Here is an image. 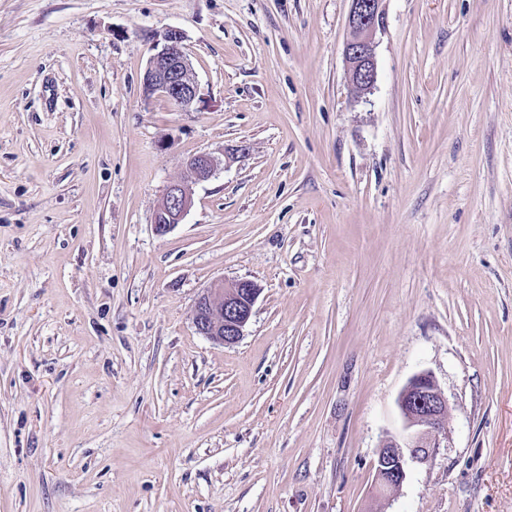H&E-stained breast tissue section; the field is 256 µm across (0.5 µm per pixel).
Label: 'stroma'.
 <instances>
[{"label": "stroma", "instance_id": "1", "mask_svg": "<svg viewBox=\"0 0 512 512\" xmlns=\"http://www.w3.org/2000/svg\"><path fill=\"white\" fill-rule=\"evenodd\" d=\"M349 7L0 0V512H512V0H382L364 94ZM171 29L186 110L143 94ZM423 370L448 445L373 498ZM224 165V160L207 153L191 157L187 163V169L194 182H205L209 180L218 168ZM191 190L186 183H172L165 193L160 207L154 214L155 233L166 235L177 224H180L191 205ZM258 291L248 280L228 286L224 285V280L214 282L195 301L194 325L197 332L223 345L237 343L244 335Z\"/></svg>", "mask_w": 512, "mask_h": 512}]
</instances>
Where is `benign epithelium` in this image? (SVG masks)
Listing matches in <instances>:
<instances>
[{"instance_id": "7a95c632", "label": "benign epithelium", "mask_w": 512, "mask_h": 512, "mask_svg": "<svg viewBox=\"0 0 512 512\" xmlns=\"http://www.w3.org/2000/svg\"><path fill=\"white\" fill-rule=\"evenodd\" d=\"M382 0H350L347 16L349 38L344 46L347 75L360 92L371 89L376 77L375 43ZM144 91L164 94L182 109L190 108L198 98L189 61L183 50V36L176 29L164 35V44L150 59L144 76ZM223 164L207 153L191 157L187 163L195 182L209 180ZM191 190L186 183H172L154 214L155 233L163 236L181 223L191 205ZM258 288L248 280L228 286L214 282L195 301L194 325L197 332L217 343L232 345L244 335ZM397 405L403 419V436L389 438L377 452L374 464L373 494H396L407 478L410 464L429 462L440 448L448 447L450 403L429 371L414 375L402 389Z\"/></svg>"}]
</instances>
